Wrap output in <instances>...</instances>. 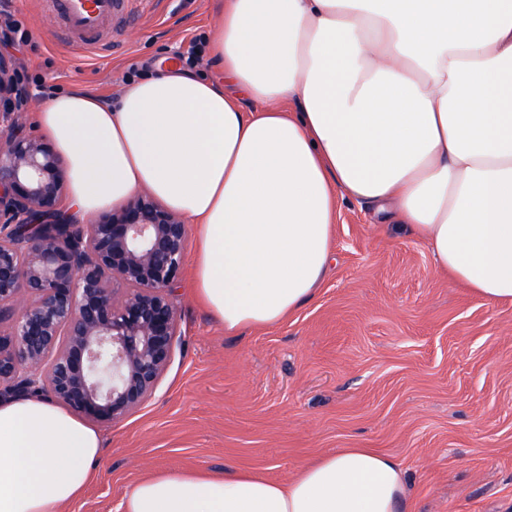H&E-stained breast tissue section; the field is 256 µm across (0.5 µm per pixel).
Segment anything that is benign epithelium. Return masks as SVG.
Here are the masks:
<instances>
[{
    "mask_svg": "<svg viewBox=\"0 0 512 512\" xmlns=\"http://www.w3.org/2000/svg\"><path fill=\"white\" fill-rule=\"evenodd\" d=\"M29 103L0 54V392L39 390L114 422L171 360L187 225L148 195L94 221L68 216L55 153L19 127Z\"/></svg>",
    "mask_w": 512,
    "mask_h": 512,
    "instance_id": "obj_1",
    "label": "benign epithelium"
}]
</instances>
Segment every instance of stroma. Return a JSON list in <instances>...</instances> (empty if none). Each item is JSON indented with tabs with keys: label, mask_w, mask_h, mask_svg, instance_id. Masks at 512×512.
<instances>
[{
	"label": "stroma",
	"mask_w": 512,
	"mask_h": 512,
	"mask_svg": "<svg viewBox=\"0 0 512 512\" xmlns=\"http://www.w3.org/2000/svg\"><path fill=\"white\" fill-rule=\"evenodd\" d=\"M221 0H119L86 42L60 37L45 0H0L15 32L0 54L35 101L73 89L108 98L186 66ZM180 334L152 396L95 421L102 458L61 512H121L153 473L228 469L288 478L339 448H373L406 473L403 512H512V303L449 282L427 246L344 201L316 297L265 330L230 334L194 298L184 265L171 295Z\"/></svg>",
	"instance_id": "obj_1"
}]
</instances>
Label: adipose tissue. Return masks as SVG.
I'll return each instance as SVG.
<instances>
[{
    "instance_id": "obj_1",
    "label": "adipose tissue",
    "mask_w": 512,
    "mask_h": 512,
    "mask_svg": "<svg viewBox=\"0 0 512 512\" xmlns=\"http://www.w3.org/2000/svg\"><path fill=\"white\" fill-rule=\"evenodd\" d=\"M211 51L223 83L172 67L107 104L40 106L74 217L145 189L196 225L195 296L229 333L315 298L344 200L376 204L453 282L512 302V0H224ZM101 446L44 395L0 400V512H60ZM404 498L394 459L339 448L285 482L170 469L121 508L401 512Z\"/></svg>"
}]
</instances>
